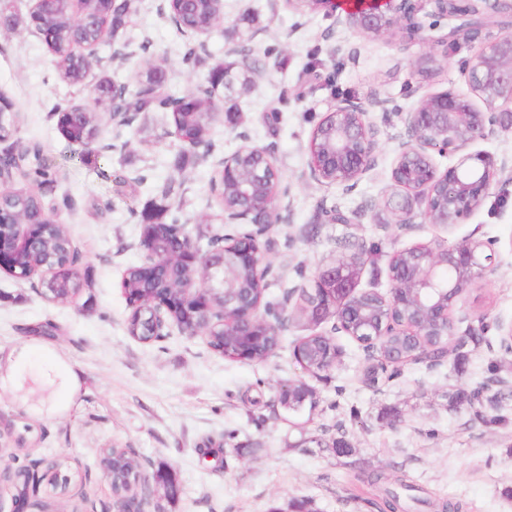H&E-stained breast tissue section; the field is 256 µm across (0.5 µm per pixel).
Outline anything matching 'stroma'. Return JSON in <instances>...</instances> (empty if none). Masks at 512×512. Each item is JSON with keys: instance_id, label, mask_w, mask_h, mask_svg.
I'll return each instance as SVG.
<instances>
[{"instance_id": "stroma-1", "label": "stroma", "mask_w": 512, "mask_h": 512, "mask_svg": "<svg viewBox=\"0 0 512 512\" xmlns=\"http://www.w3.org/2000/svg\"><path fill=\"white\" fill-rule=\"evenodd\" d=\"M32 4L14 0L20 22L0 31V94L19 114L0 151L35 141L56 165L60 175L44 203L69 232L83 288L73 302L58 306L43 296L40 280L21 282L0 270V467L10 465L7 450L22 434L27 444L16 457H66L71 478L66 495L41 489L31 512H99L112 490L97 458L112 446L134 449L145 474L160 467L175 472L176 497L154 500L161 512H295L300 502L309 512H378L376 491L359 479L366 470L422 489L428 504L409 512H437L439 501L463 503L465 512H512V354L500 351L495 329L512 322V172L448 236L452 242L468 235L498 240L497 267L469 291L458 324L463 331L486 321L487 340L468 343L462 371L448 360L407 364L372 387L360 379L362 346L341 334L336 342L344 356L318 375L293 359L304 334L297 326L263 362L221 357L205 337L176 327L151 342L129 336L120 280L127 267L144 263L145 254L125 178H142L137 191L143 202L154 186L169 184V205L197 237L215 229L214 169L172 134L163 112L135 114L121 146L111 123L99 120V156L87 164L71 160L53 117L56 105L91 103L89 87L101 78L134 83L145 61L160 66L167 90L181 95L205 79L213 62L251 50L265 75L251 88L225 92L224 112L208 139L217 156L234 152L245 138L276 154L282 221L267 233L272 292L311 288L317 267L333 261L345 242L374 248L360 285L384 291L393 249L438 233L429 224L402 232L383 208L403 132L398 115L425 95L463 87V61L498 37L499 28L460 36L446 52L370 36L337 25L335 17L298 14L274 0H224L223 22L188 67L181 50L190 35L179 34L159 12L160 0H134L121 36L132 55L113 58L111 43L102 44L82 86L61 79L52 52L29 29ZM428 55L435 63L421 70L418 61ZM374 94L388 101L387 110L371 111L379 128L378 166L351 192L317 184L309 168L314 127L337 100L366 102ZM274 110L280 120L272 130L266 117ZM336 208L357 212L356 222L326 223L325 212ZM48 321L56 324L55 334H35ZM491 365L505 381L497 389L505 419L497 424L485 423L467 404H448L452 394L485 381ZM36 368L51 371L54 382L25 386L24 374ZM296 384L312 391L315 406L292 416L280 403V389ZM326 432L343 440V450L316 444ZM208 448L218 450V459L204 458Z\"/></svg>"}]
</instances>
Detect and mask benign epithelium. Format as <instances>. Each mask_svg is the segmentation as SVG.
Here are the masks:
<instances>
[{"label":"benign epithelium","instance_id":"benign-epithelium-1","mask_svg":"<svg viewBox=\"0 0 512 512\" xmlns=\"http://www.w3.org/2000/svg\"><path fill=\"white\" fill-rule=\"evenodd\" d=\"M455 0H354L340 13L339 0H285L288 7L336 15V24L352 26L364 34L389 36L403 41H418L455 45L457 35L474 25L465 21L441 36H426L418 11H408V5H426L432 15L454 19L448 4ZM98 11L85 7V0H69L68 18L55 29V41L69 48L79 47L84 57L96 53L95 44L84 40L87 29L94 28L99 17L110 12L112 0H94ZM466 88H449L422 97L408 112L397 116L404 128L390 170V180L396 192L389 196L385 207L394 216V223L407 230L421 221L449 231L463 223L488 197L500 175L509 169L506 157L498 158L487 151H473L471 146L497 128H512V35L505 33L482 45L464 63ZM378 129L375 122L358 102L344 98L318 122L310 139V177L321 185H339L353 189L378 162ZM242 145L216 162L217 170L229 184L245 160L253 163L258 173L257 183L243 190L235 207L224 210V223L248 224L251 233L224 240V254L209 260L200 257L197 246L186 231L177 225L159 238L142 229L140 246L147 260L139 265L141 287L160 289L152 297L151 338L164 335L175 324L171 318L175 307L204 303L212 309V294L239 291L241 276H251L263 286L271 272L268 241L264 235L269 227L282 220L278 192L265 187V174L279 171L274 152L257 149L241 136ZM448 157L454 164L440 169L435 156ZM53 218L42 210L25 224L0 221V270L13 278H40L51 287L52 270L26 268L18 261L21 253H35L43 248L48 224ZM441 237L426 242L405 244L397 248L388 262V291L359 288L364 265L361 252L346 259L322 264L314 277L316 295L332 294L338 301L316 313L310 326L317 328L329 319L333 330L352 337L367 352L365 374L371 381L378 366L395 369L410 362H432V347L410 352L393 342L398 336L411 341L422 334L438 337V343L448 347V340L463 339L457 331L455 310L467 291L487 280L494 271L496 243L464 237L444 249ZM164 251L196 269V277L172 288H159L167 270L157 261ZM446 266L448 280L438 279V267ZM222 324L231 335L256 341L270 332L281 334L291 326L285 312L272 315L268 307L255 299L250 302L226 301L215 312L211 323L196 322L181 329L187 336L210 335L211 324ZM7 480L16 490L15 502L26 504L30 493L20 489L24 475L8 466L0 469V481Z\"/></svg>","mask_w":512,"mask_h":512}]
</instances>
